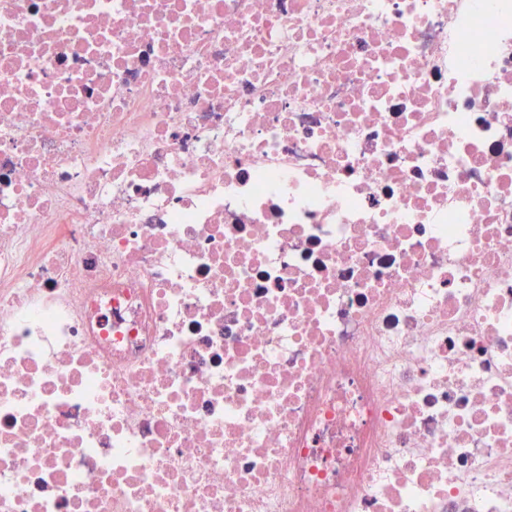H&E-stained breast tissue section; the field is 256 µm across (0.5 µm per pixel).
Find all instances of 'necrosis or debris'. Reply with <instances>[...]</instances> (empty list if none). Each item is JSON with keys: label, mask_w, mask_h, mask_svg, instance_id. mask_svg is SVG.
<instances>
[{"label": "necrosis or debris", "mask_w": 512, "mask_h": 512, "mask_svg": "<svg viewBox=\"0 0 512 512\" xmlns=\"http://www.w3.org/2000/svg\"><path fill=\"white\" fill-rule=\"evenodd\" d=\"M0 512H512V0H0Z\"/></svg>", "instance_id": "4bbe7bcc"}]
</instances>
